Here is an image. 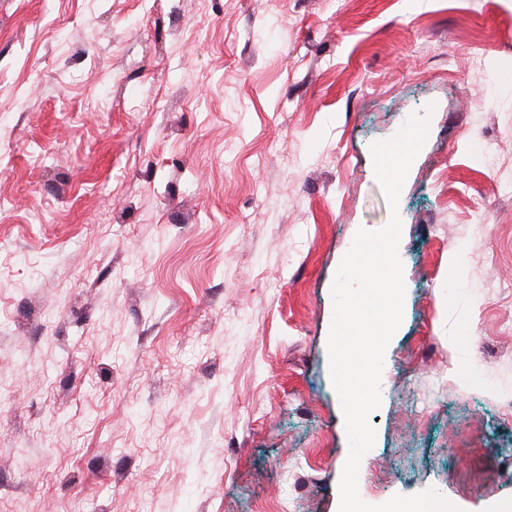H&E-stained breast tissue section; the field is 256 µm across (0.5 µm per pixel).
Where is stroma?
I'll return each instance as SVG.
<instances>
[{
    "label": "stroma",
    "mask_w": 512,
    "mask_h": 512,
    "mask_svg": "<svg viewBox=\"0 0 512 512\" xmlns=\"http://www.w3.org/2000/svg\"><path fill=\"white\" fill-rule=\"evenodd\" d=\"M414 113L358 491L512 512V0H0V512H339L331 289Z\"/></svg>",
    "instance_id": "1"
}]
</instances>
